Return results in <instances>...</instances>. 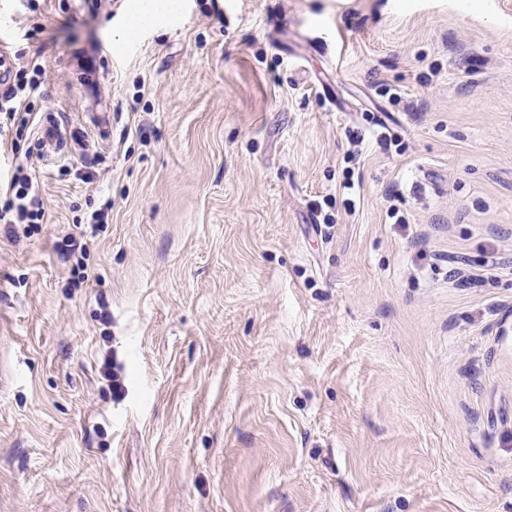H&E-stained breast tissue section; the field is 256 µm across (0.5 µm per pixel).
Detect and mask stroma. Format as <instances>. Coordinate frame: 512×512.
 Returning <instances> with one entry per match:
<instances>
[{
  "label": "stroma",
  "instance_id": "stroma-1",
  "mask_svg": "<svg viewBox=\"0 0 512 512\" xmlns=\"http://www.w3.org/2000/svg\"><path fill=\"white\" fill-rule=\"evenodd\" d=\"M182 4L0 0L84 133L0 134L46 208L0 224V512H512V0ZM144 2H154L159 4L158 9L150 12H145L142 8ZM180 7L178 0H147L142 1L140 7L130 16L126 25L118 33V41L126 40L131 37V33L143 28L147 25H154L159 22V17L165 14L175 13ZM66 135V132L62 131L58 122L48 121L42 124L38 142L46 162H52L57 159L52 158V154L59 153L66 146ZM82 240L83 239L79 240L74 237H69L59 247V252L67 262L71 259H75L76 264L72 265L71 273L78 271V278L82 280L80 284L88 279L86 272L87 266L83 264V260L87 255L89 246L87 241Z\"/></svg>",
  "mask_w": 512,
  "mask_h": 512
}]
</instances>
